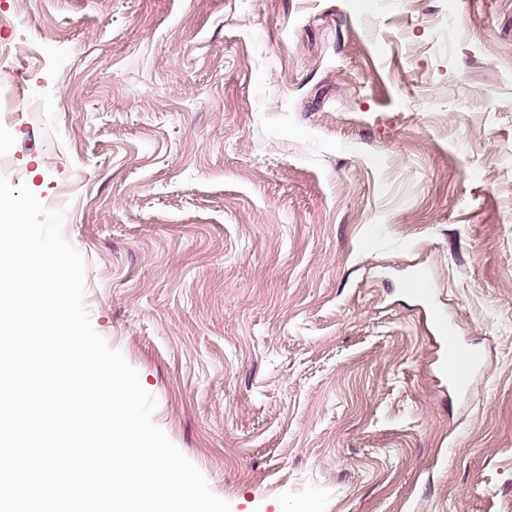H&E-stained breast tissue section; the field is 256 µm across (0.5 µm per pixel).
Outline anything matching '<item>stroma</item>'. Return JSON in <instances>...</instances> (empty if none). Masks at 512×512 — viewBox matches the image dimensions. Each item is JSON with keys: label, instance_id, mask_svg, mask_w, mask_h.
Instances as JSON below:
<instances>
[{"label": "stroma", "instance_id": "1", "mask_svg": "<svg viewBox=\"0 0 512 512\" xmlns=\"http://www.w3.org/2000/svg\"><path fill=\"white\" fill-rule=\"evenodd\" d=\"M4 102L230 512H512V0H0ZM437 343L443 369L448 371V364L451 366L449 384L457 390L465 389L483 363L482 352L461 346L454 331L448 328V323L441 325Z\"/></svg>", "mask_w": 512, "mask_h": 512}]
</instances>
